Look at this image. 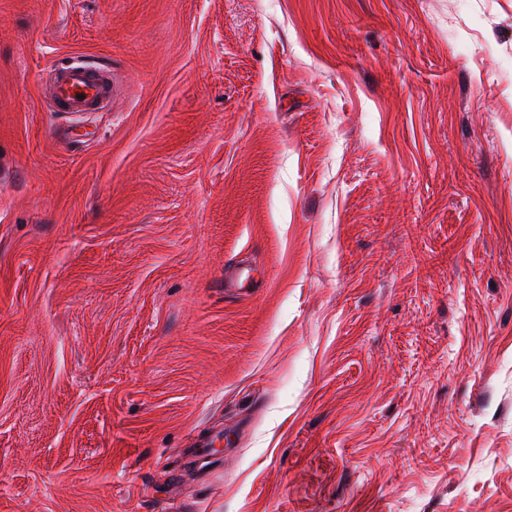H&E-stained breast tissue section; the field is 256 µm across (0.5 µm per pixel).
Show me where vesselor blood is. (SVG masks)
I'll list each match as a JSON object with an SVG mask.
<instances>
[{"label":"vessel or blood","instance_id":"obj_1","mask_svg":"<svg viewBox=\"0 0 512 512\" xmlns=\"http://www.w3.org/2000/svg\"><path fill=\"white\" fill-rule=\"evenodd\" d=\"M115 92L111 71L92 61L69 62L57 68L53 76L52 100L59 112L94 111Z\"/></svg>","mask_w":512,"mask_h":512}]
</instances>
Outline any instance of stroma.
<instances>
[{
    "label": "stroma",
    "instance_id": "obj_1",
    "mask_svg": "<svg viewBox=\"0 0 512 512\" xmlns=\"http://www.w3.org/2000/svg\"><path fill=\"white\" fill-rule=\"evenodd\" d=\"M0 512H512V0H0ZM115 92L111 71L93 61L74 60L57 68L53 76L52 100L57 112H93ZM253 280V269L248 265H238L224 271V288H248Z\"/></svg>",
    "mask_w": 512,
    "mask_h": 512
}]
</instances>
